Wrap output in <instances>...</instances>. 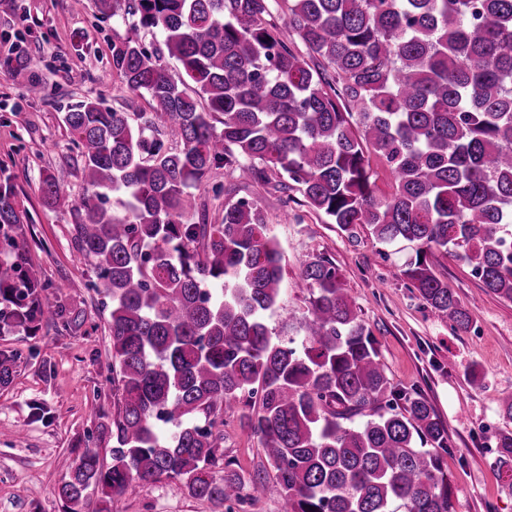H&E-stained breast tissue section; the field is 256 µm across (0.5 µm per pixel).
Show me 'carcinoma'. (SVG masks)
Segmentation results:
<instances>
[{
	"label": "carcinoma",
	"instance_id": "obj_1",
	"mask_svg": "<svg viewBox=\"0 0 512 512\" xmlns=\"http://www.w3.org/2000/svg\"><path fill=\"white\" fill-rule=\"evenodd\" d=\"M282 4L285 42L274 15ZM164 36L177 82L136 36L112 42V72L149 112L67 107L81 159L77 251L111 302L112 415L58 488L69 512H99L133 487L177 479L200 500L244 503L274 490L283 512H455L448 429L419 391L397 390L377 340L325 254L300 278L307 311L274 332L282 253L241 199L220 224L187 221L194 190L224 167L297 189L349 232L417 243L400 275L458 330L469 310L427 255L452 253L483 291L512 302V0H96ZM223 125L216 130L214 122ZM174 131L177 144L161 136ZM391 175L376 184L372 160ZM67 167L45 174L65 203ZM21 223L0 188V232ZM22 258L0 260V329H64L79 315L44 303ZM20 353L0 351V384ZM242 412L270 468L244 478L224 459V414ZM224 465L218 479L212 468Z\"/></svg>",
	"mask_w": 512,
	"mask_h": 512
}]
</instances>
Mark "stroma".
<instances>
[{
  "mask_svg": "<svg viewBox=\"0 0 512 512\" xmlns=\"http://www.w3.org/2000/svg\"><path fill=\"white\" fill-rule=\"evenodd\" d=\"M129 27L102 15L95 0L74 9L71 0H0V181L9 182L22 222L12 237L24 248L28 269L46 284L44 301L79 312L66 332L53 322L36 331L0 332V350H17L10 382L0 387V512H63L57 488L68 480L75 451L94 433L98 412H112L110 308L92 286V266L73 241L76 206L85 192L80 157L62 122L64 106L100 100L119 112H144L146 100L112 74V43ZM43 87L31 97V81ZM69 167L68 204L49 208L39 186L47 171ZM224 186L214 195L213 185ZM196 215L221 223L224 205L254 202L277 239L286 266L279 308L267 318L281 331L289 315H302L306 290L299 280L311 256H331L351 300L379 344L391 383L418 389L448 429L446 458L455 512H512V460L501 461L499 433L512 431L503 399L512 396V303L483 294L467 264L433 252L437 274L469 306L471 324L455 330L442 321L401 276L416 248L386 245L365 226L354 233L307 204L284 209L272 186L213 170L195 192ZM479 383H471V373ZM224 456L240 473L261 468L257 436L239 414L226 416ZM114 512H226L225 506L188 496L181 482L164 479L126 494Z\"/></svg>",
  "mask_w": 512,
  "mask_h": 512,
  "instance_id": "stroma-1",
  "label": "stroma"
}]
</instances>
